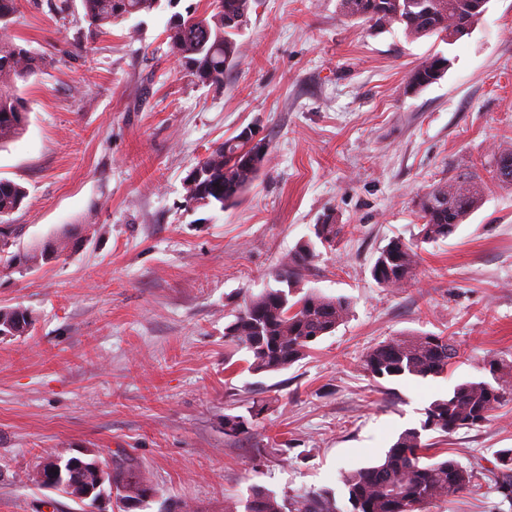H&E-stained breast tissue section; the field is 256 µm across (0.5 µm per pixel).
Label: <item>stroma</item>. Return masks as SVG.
<instances>
[{
	"mask_svg": "<svg viewBox=\"0 0 512 512\" xmlns=\"http://www.w3.org/2000/svg\"><path fill=\"white\" fill-rule=\"evenodd\" d=\"M49 3L16 0L12 17L43 65L18 86L22 136L0 149V178L28 191L0 232L9 254L70 244L32 267L0 261V308L32 319L0 338V512H119L27 478L37 461L89 455L150 473L153 498L130 512H224L255 485L337 491L434 400L489 380L484 358L512 362V187L486 177L512 150V0H489L451 45L370 27L339 0H254L220 87L191 76L166 33L208 0H159L104 33L81 5ZM433 52L447 72L408 89ZM250 126L269 145L257 179L225 209L190 206L194 166ZM464 171L486 178L479 208L423 245L403 287L377 284L381 249L418 238L420 197ZM329 217L341 237L317 247L297 291L347 298L351 314L303 360L249 371L225 327ZM416 333L452 337L463 359L437 378L364 371L368 350ZM228 415L252 418L250 433L225 435ZM502 448L512 401L438 437L480 488L429 512H512L489 481Z\"/></svg>",
	"mask_w": 512,
	"mask_h": 512,
	"instance_id": "stroma-1",
	"label": "stroma"
}]
</instances>
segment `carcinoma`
<instances>
[{
	"label": "carcinoma",
	"instance_id": "1",
	"mask_svg": "<svg viewBox=\"0 0 512 512\" xmlns=\"http://www.w3.org/2000/svg\"><path fill=\"white\" fill-rule=\"evenodd\" d=\"M158 0H81L85 17L104 29L132 16L151 12ZM252 0H209L201 12L173 15L167 23L170 45L178 60L203 84L221 86L224 72L237 59L235 36L247 24ZM471 0H340L347 17L363 19L380 28L403 27L413 38L436 35L451 44L467 26L478 21ZM14 0H0V147L20 137L27 108L18 94L17 83L40 69V59L15 43L10 34ZM449 60L441 52L430 54L410 72L408 87L424 88L447 71ZM246 142L236 135L224 140L198 161L195 190L186 193L190 205L219 210L233 204L255 181L267 154L243 161ZM512 161V151H502L492 160V173L500 184L512 185V172L504 174L500 163ZM27 197L26 189L0 179V217L17 211ZM482 200L480 176L459 174L433 185L420 198V242L433 243L454 234L459 224L479 207ZM340 224H316L314 236L324 247L339 238ZM316 257L314 243L306 242L283 263L281 282L286 288H269L247 301L225 328L224 336L249 355L248 368L255 373L280 371L306 358L313 345L333 333L349 317L351 303L341 297L308 292L293 300L299 276ZM419 260L418 245L391 240L372 267V277L387 288L402 287L413 275ZM31 322L19 307L0 309V328L8 326L21 335ZM460 358L454 341L435 334L396 336L370 349L363 357L366 372L376 379L410 376L438 377ZM493 382L466 381L456 385L446 399L433 401L425 409L420 427L400 434L375 465L345 472L342 496L333 489H310L283 494L255 488L245 503V512H426L438 500L476 489L473 471L443 453L429 455L432 444L423 433L442 436L461 428L486 423L492 412L512 399V363L488 356ZM250 421L241 416H224V433H249ZM491 470L493 489L502 501L512 504V448L497 452ZM65 475L61 490L79 499L87 486L100 480L98 491L110 489L122 502H144L154 494L150 474L133 465L112 469L99 457L60 460Z\"/></svg>",
	"mask_w": 512,
	"mask_h": 512
}]
</instances>
